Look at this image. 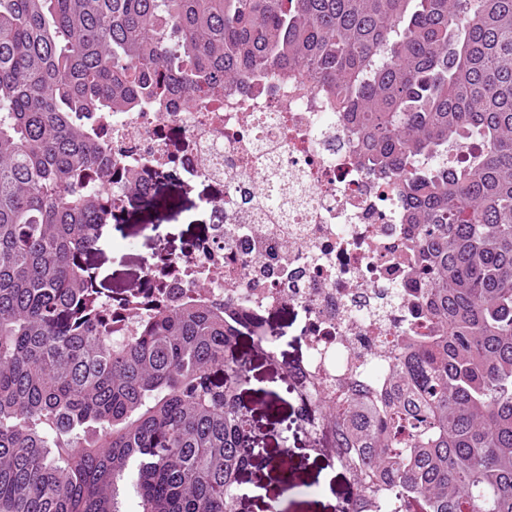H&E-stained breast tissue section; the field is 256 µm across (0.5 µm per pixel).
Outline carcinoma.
<instances>
[{
    "label": "carcinoma",
    "mask_w": 512,
    "mask_h": 512,
    "mask_svg": "<svg viewBox=\"0 0 512 512\" xmlns=\"http://www.w3.org/2000/svg\"><path fill=\"white\" fill-rule=\"evenodd\" d=\"M298 75L392 179L427 336L384 394L295 416L336 449L347 512H512V0H0V512H234L262 451L239 347L264 323L160 305L112 334L90 255L112 199L87 182L104 112L184 106Z\"/></svg>",
    "instance_id": "1"
}]
</instances>
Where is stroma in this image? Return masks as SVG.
Wrapping results in <instances>:
<instances>
[{
	"instance_id": "35a3bbf8",
	"label": "stroma",
	"mask_w": 512,
	"mask_h": 512,
	"mask_svg": "<svg viewBox=\"0 0 512 512\" xmlns=\"http://www.w3.org/2000/svg\"><path fill=\"white\" fill-rule=\"evenodd\" d=\"M221 192L217 184L186 181L170 171L161 174L153 197L130 207L120 228L111 229L93 254L99 288L107 294L127 292L139 283L155 252L189 251L212 220L207 199ZM302 328L300 312L290 306L268 317L267 333L277 339L280 359H300ZM240 351L251 368L242 397L255 410L264 453L239 476L244 493L236 512H342L354 494L349 474L329 457L308 452L306 436L290 428L298 403L278 371L254 354L250 340L241 342Z\"/></svg>"
}]
</instances>
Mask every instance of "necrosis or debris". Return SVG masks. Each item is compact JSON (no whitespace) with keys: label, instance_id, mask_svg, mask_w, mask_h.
Returning <instances> with one entry per match:
<instances>
[{"label":"necrosis or debris","instance_id":"necrosis-or-debris-1","mask_svg":"<svg viewBox=\"0 0 512 512\" xmlns=\"http://www.w3.org/2000/svg\"><path fill=\"white\" fill-rule=\"evenodd\" d=\"M104 139L114 164L89 178L112 198L126 197L131 172L145 193L167 169L224 188L195 250L164 269L146 263L113 302L114 329L132 333L160 304L219 303L237 328L287 304L308 350L290 368L297 385L386 389L397 337L426 333L406 294L409 227L392 182L357 163L333 103L269 77L188 107L108 113Z\"/></svg>","mask_w":512,"mask_h":512}]
</instances>
